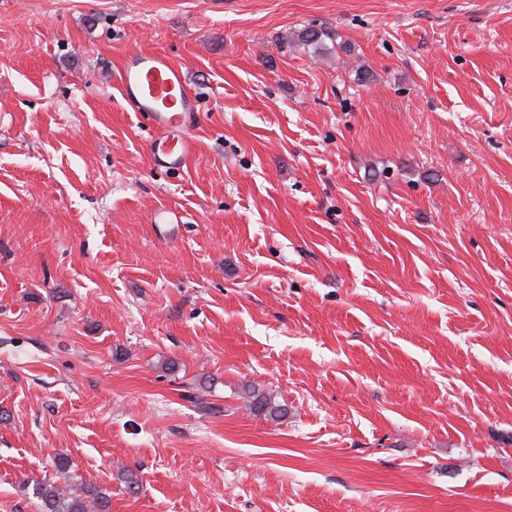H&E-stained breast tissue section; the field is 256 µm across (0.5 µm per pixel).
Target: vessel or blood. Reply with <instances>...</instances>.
I'll return each instance as SVG.
<instances>
[{"mask_svg":"<svg viewBox=\"0 0 512 512\" xmlns=\"http://www.w3.org/2000/svg\"><path fill=\"white\" fill-rule=\"evenodd\" d=\"M121 93L136 112L148 113L160 135L150 142L156 167L187 165L194 143L186 130L196 114V102L186 89L183 71L161 53H131L122 62Z\"/></svg>","mask_w":512,"mask_h":512,"instance_id":"b4317fda","label":"vessel or blood"}]
</instances>
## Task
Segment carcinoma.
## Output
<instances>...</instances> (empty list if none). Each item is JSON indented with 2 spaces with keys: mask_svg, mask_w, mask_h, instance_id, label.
I'll list each match as a JSON object with an SVG mask.
<instances>
[{
  "mask_svg": "<svg viewBox=\"0 0 512 512\" xmlns=\"http://www.w3.org/2000/svg\"><path fill=\"white\" fill-rule=\"evenodd\" d=\"M244 392L254 413L270 419L285 417L286 409L271 395L253 385L244 386ZM53 468V477L34 487L42 512H110V501L104 493L87 485L81 492L75 488V473L68 457H56Z\"/></svg>",
  "mask_w": 512,
  "mask_h": 512,
  "instance_id": "obj_1",
  "label": "carcinoma"
}]
</instances>
